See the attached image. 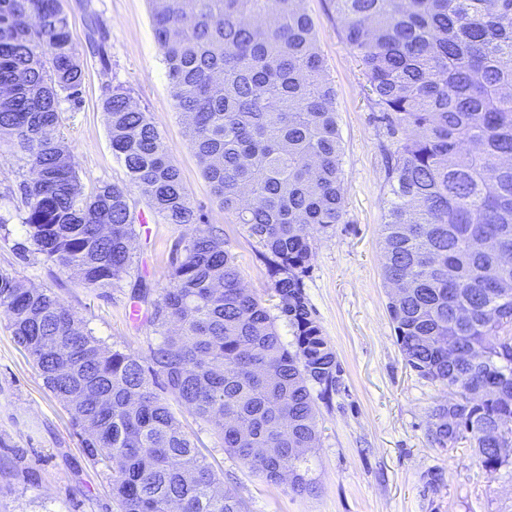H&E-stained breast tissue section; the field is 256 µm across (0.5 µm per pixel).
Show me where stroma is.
I'll return each mask as SVG.
<instances>
[{"label": "stroma", "instance_id": "1", "mask_svg": "<svg viewBox=\"0 0 512 512\" xmlns=\"http://www.w3.org/2000/svg\"><path fill=\"white\" fill-rule=\"evenodd\" d=\"M78 41L83 68L80 103L61 99L59 132L73 154L85 191L125 183L126 170L112 154L101 103L109 88L129 89L137 108L150 113L180 168L196 209L221 230L241 284L257 296L272 278L263 248L234 215L216 202L185 134L172 97L163 54L152 29L147 0H61ZM314 20L316 44L336 88L345 217L315 238L304 291L336 352L340 384L317 400L318 439L309 457L317 489L291 492L243 468L221 447L210 425L179 411L185 431L215 472L220 488L234 490L245 512H512V469H485L473 449H448L430 436L432 410L448 394L405 361L387 305L383 275L386 149L391 142L381 112L367 94L363 67L346 40L333 0H299ZM97 22L103 38L89 44ZM24 161L0 142V271L28 286L50 288L84 326L110 347L147 357L159 341L151 307L136 289L158 293L169 284L175 246L194 234L191 225L166 224L152 214L138 190L129 203L135 226V265L107 289L83 287L32 252L20 258L26 229L12 212ZM0 314V512H120L108 475L92 465L63 405L45 387Z\"/></svg>", "mask_w": 512, "mask_h": 512}]
</instances>
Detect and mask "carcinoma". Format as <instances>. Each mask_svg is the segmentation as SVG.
<instances>
[{
	"mask_svg": "<svg viewBox=\"0 0 512 512\" xmlns=\"http://www.w3.org/2000/svg\"><path fill=\"white\" fill-rule=\"evenodd\" d=\"M390 135L384 275L407 364L448 390L435 444H467L483 467L512 465V0H333ZM176 105L221 208L259 240L273 315L242 287L213 227L176 250L153 300L160 342L141 358L107 346L50 289L0 272V311L48 390L69 411L90 461L108 472L122 512H243L183 431L170 401L212 423L222 447L265 480L308 459L318 397L340 364L304 293L313 233L343 223L336 89L298 0H149ZM82 69L60 0H0V136L34 173L17 209L33 249L86 288L130 274L137 188L165 224H201L180 169L129 91L102 101L129 185L84 191L57 134L59 96L79 98ZM491 239L493 251H478ZM292 332L284 344L276 321ZM165 381L171 399L157 394ZM251 440L240 442L242 427ZM272 446L276 456L258 455Z\"/></svg>",
	"mask_w": 512,
	"mask_h": 512,
	"instance_id": "cac0c4a2",
	"label": "carcinoma"
}]
</instances>
